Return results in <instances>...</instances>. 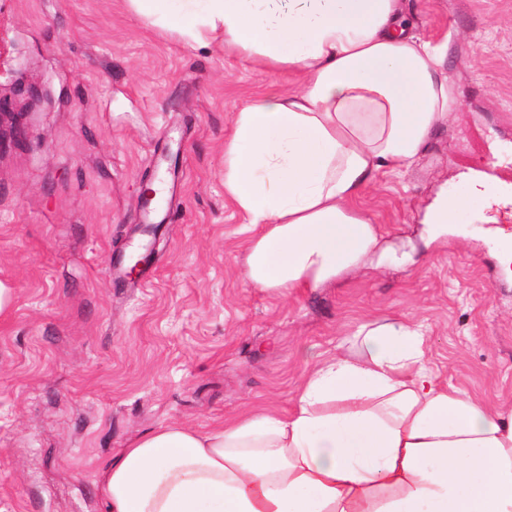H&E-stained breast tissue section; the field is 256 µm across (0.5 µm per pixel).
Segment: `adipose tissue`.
Returning <instances> with one entry per match:
<instances>
[{"label":"adipose tissue","instance_id":"adipose-tissue-1","mask_svg":"<svg viewBox=\"0 0 512 512\" xmlns=\"http://www.w3.org/2000/svg\"><path fill=\"white\" fill-rule=\"evenodd\" d=\"M161 33L221 45L297 88L232 115L224 193L255 232L248 283L292 292L378 270L393 246L356 204L411 169L458 107L445 55L411 32L404 0H128ZM498 182L466 177L424 219L429 241ZM422 325L359 324L316 358L292 411L206 431L144 433L97 477L108 512H512V409L444 382Z\"/></svg>","mask_w":512,"mask_h":512}]
</instances>
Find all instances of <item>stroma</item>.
Instances as JSON below:
<instances>
[{"mask_svg":"<svg viewBox=\"0 0 512 512\" xmlns=\"http://www.w3.org/2000/svg\"><path fill=\"white\" fill-rule=\"evenodd\" d=\"M448 47L460 100L419 164L359 205L417 239L435 194L512 164V0H405ZM229 49L144 25L127 0H11L0 11V512H107L101 467L143 433L287 414L312 359L363 321L428 327L441 378L512 407V275L488 224L463 217L416 264L292 294L242 274L245 217L224 196L236 108L295 88ZM166 185L158 219L143 191ZM144 259L142 279L110 264Z\"/></svg>","mask_w":512,"mask_h":512,"instance_id":"1","label":"stroma"}]
</instances>
